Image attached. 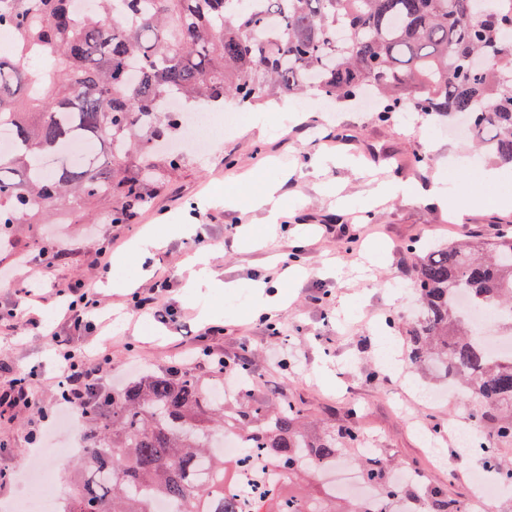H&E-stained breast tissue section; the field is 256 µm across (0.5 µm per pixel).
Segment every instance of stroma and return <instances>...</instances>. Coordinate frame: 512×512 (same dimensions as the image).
<instances>
[{
	"instance_id": "stroma-1",
	"label": "stroma",
	"mask_w": 512,
	"mask_h": 512,
	"mask_svg": "<svg viewBox=\"0 0 512 512\" xmlns=\"http://www.w3.org/2000/svg\"><path fill=\"white\" fill-rule=\"evenodd\" d=\"M369 104L361 98L335 108L321 98L307 103L284 95L251 110L231 132L205 145L178 140L184 168L121 238L111 237L112 207L104 203L89 221L59 214L51 224L22 226L11 245L0 249V265L21 252L41 270L47 296L37 318L51 329L62 323L53 283L89 274L94 242L112 239L117 262L111 275L93 282L103 304L95 330L79 344L88 351H111L113 384L186 363L208 344L225 357L247 358L262 396L288 394L317 425L337 422L348 408H357V429L389 467H426L420 437L435 433L445 465L429 476L433 485L458 498L465 494L469 474L483 466L477 454L458 451L454 426L462 398L429 405L414 395L402 397L399 379L428 391L447 389L448 381L429 365L383 367L380 348L384 337L403 340L411 319L415 297L406 246L478 231L490 236L495 225H512V182L485 179L492 165L458 125L415 112L382 122ZM313 155L322 165L316 176L304 166ZM374 175L407 187L372 205L369 180ZM262 177L283 179L282 216L267 244L251 245L241 228L265 224L263 213L248 206ZM434 184L442 194L438 205L422 197L423 189ZM224 193L234 195L237 206L218 202ZM159 224L166 227L161 234L166 245L148 271L124 262L135 241ZM291 254L306 271L305 278L292 283L276 273ZM198 260L219 279L237 280L234 293H186L189 268ZM163 275L172 278L167 300L179 316L176 326L133 308V293ZM258 276L271 277L290 292L285 311L268 319L254 313L251 281ZM29 319L26 308H19L16 334L0 335V383L38 369L43 379L34 386V401L48 408L54 403V354L31 330ZM273 321L279 334L269 328ZM213 326L223 327V334L208 335ZM82 453L78 447L69 456L49 457L37 472L27 466L33 452L23 434L1 428L0 463L14 467L19 477L0 488V504L24 498L29 484L43 480L45 473H70Z\"/></svg>"
}]
</instances>
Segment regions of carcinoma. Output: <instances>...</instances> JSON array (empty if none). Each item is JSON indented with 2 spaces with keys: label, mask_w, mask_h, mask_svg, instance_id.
<instances>
[{
  "label": "carcinoma",
  "mask_w": 512,
  "mask_h": 512,
  "mask_svg": "<svg viewBox=\"0 0 512 512\" xmlns=\"http://www.w3.org/2000/svg\"><path fill=\"white\" fill-rule=\"evenodd\" d=\"M0 0L14 32L0 54V239L56 212L112 204L122 222L182 168L162 141L184 131L188 111L263 106L282 94L345 103L372 90L377 118L397 112L455 114L486 156L512 166V0ZM413 293L424 315L406 328L407 360L458 377L471 420L493 422L484 464L512 487V357L492 358L453 301L512 312V228L490 238L417 244ZM234 397L179 368L146 374L94 395L83 463L61 512H367L343 509L324 489L305 493L362 439L349 422L317 434L288 395L257 399L245 360ZM240 440L243 455L215 451ZM281 472L251 489L253 457ZM361 480L379 498L408 496L390 467L361 456ZM422 512H458L443 489L417 488Z\"/></svg>",
  "instance_id": "1"
}]
</instances>
